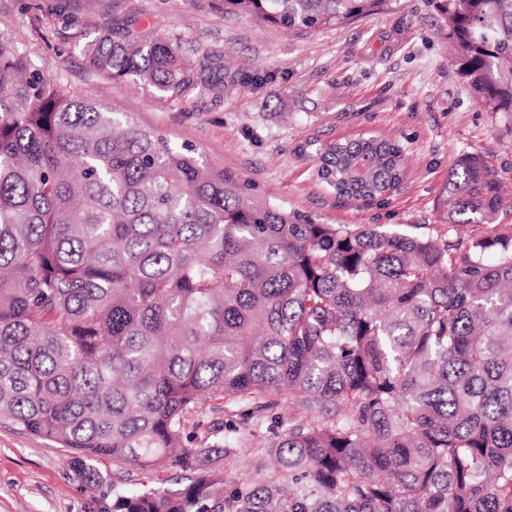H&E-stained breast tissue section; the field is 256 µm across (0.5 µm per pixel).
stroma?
Here are the masks:
<instances>
[{
  "label": "stroma",
  "instance_id": "obj_1",
  "mask_svg": "<svg viewBox=\"0 0 512 512\" xmlns=\"http://www.w3.org/2000/svg\"><path fill=\"white\" fill-rule=\"evenodd\" d=\"M130 21L180 33L204 90L175 97L89 71L86 39ZM0 33L82 97L133 113L173 145L238 173L255 194L318 223L446 234L448 174L461 155L478 153L499 172L508 202L499 222L512 230V113L477 102L427 0H390L380 14L298 32L225 13L224 0H0ZM369 130L402 145L406 178L380 201L337 200L315 176L318 157ZM292 414L279 400L225 460V477L264 478L272 422L288 424ZM91 509L68 449L0 419V512Z\"/></svg>",
  "mask_w": 512,
  "mask_h": 512
}]
</instances>
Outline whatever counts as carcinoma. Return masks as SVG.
Masks as SVG:
<instances>
[{
  "label": "carcinoma",
  "instance_id": "obj_1",
  "mask_svg": "<svg viewBox=\"0 0 512 512\" xmlns=\"http://www.w3.org/2000/svg\"><path fill=\"white\" fill-rule=\"evenodd\" d=\"M482 106L512 112V0H431ZM387 0H224L291 30ZM88 67L180 94L176 33L104 29ZM340 198L385 197L402 147L329 146ZM476 154L445 186L448 236L318 224L249 192L195 149L111 112L0 34V416L71 454L92 494L127 465L158 487L98 512H512V233ZM263 392L309 414L270 444L267 477L228 483L224 438L188 432L215 396ZM189 473L171 490L169 470Z\"/></svg>",
  "mask_w": 512,
  "mask_h": 512
}]
</instances>
